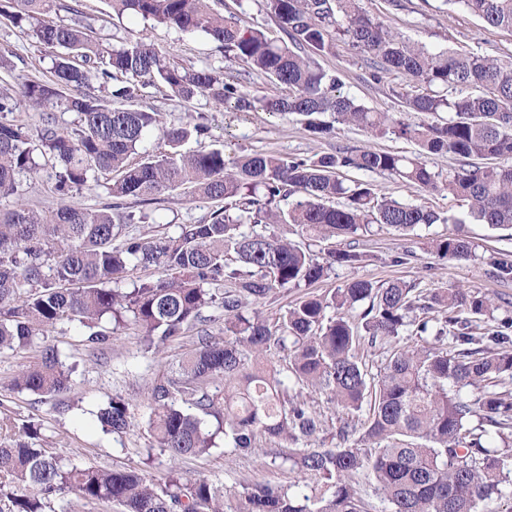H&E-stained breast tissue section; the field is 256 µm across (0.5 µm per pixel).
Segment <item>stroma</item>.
<instances>
[{
  "label": "stroma",
  "mask_w": 512,
  "mask_h": 512,
  "mask_svg": "<svg viewBox=\"0 0 512 512\" xmlns=\"http://www.w3.org/2000/svg\"><path fill=\"white\" fill-rule=\"evenodd\" d=\"M362 10L373 19L400 31L412 43L440 51L461 48L503 62H512V32L484 25L448 0H360ZM81 20L93 38L109 49L119 48L127 35H142L166 51L170 58L188 68H228L241 88L254 97L272 94L266 76L246 66L227 62L224 51L204 33H184L176 28L130 16L123 22L112 20V11L105 0H80ZM0 52L7 60L0 68V89L17 94L21 79H49L52 76L54 50L39 43L33 28H19L0 17ZM318 67L339 77L342 93L375 112H393L410 123L421 122V115L405 111L391 93L392 86L403 84L399 75L383 82L370 79L363 56L348 42H339L334 54L318 57ZM143 108H155L166 125L180 126L189 121L203 122L207 134L191 137L182 145L183 152L196 153L223 148L225 155L262 152L298 159H310L336 148L373 149L412 154L415 141L403 137L372 138L353 126H336L329 136L312 135L299 117L273 115L262 109L232 112L205 99L190 102L172 97L161 89L144 88L137 101ZM355 180L375 184L378 193L459 217L467 211L464 201L447 194L427 195L408 187L402 181L375 173L353 170ZM18 190L0 196V209L25 204L39 213H48L62 204L99 208L108 201L105 175L68 195L55 189V170L51 162H42L38 173L17 175ZM217 201L191 198L176 190L162 195L160 202L144 205L129 202L133 219L126 235L172 233L178 225L209 220L220 209ZM461 232L477 246L475 259L463 262L439 259L432 247V238ZM354 247L364 259L356 268H336L329 276L311 286L310 290L291 289L271 294L262 304L265 317L277 319L289 305L310 292L329 295L344 287L353 277L377 283L396 279L419 283L424 288H475L493 298L497 304L495 318L512 316V279L505 281L493 275L487 263L490 253L512 251V232L494 230L484 224L461 226L436 224L418 236H400L397 232L372 227L357 236ZM108 341L103 356L90 355L84 339L87 333L78 323H63L46 329L36 337L23 354L9 350L0 352V402L16 412L20 419H34L41 425V434L49 446L74 465L94 461L109 468L129 465L162 478L176 470L185 477H209L222 486L225 493L242 491L245 486L267 484L288 488L300 477L288 462L286 449L268 440H261L255 452L241 455L226 448L223 437H216L209 455L200 459L171 458L154 448L150 433L151 389L163 375L177 368L181 357L194 344L192 337L172 343L162 351H145L141 333L133 323L108 324ZM55 343L66 365L72 366L71 387L60 396L17 393L11 388L13 377L25 366L35 363L45 343ZM128 399L133 413L132 426L124 434H106L95 423L93 414L110 397Z\"/></svg>",
  "instance_id": "stroma-1"
}]
</instances>
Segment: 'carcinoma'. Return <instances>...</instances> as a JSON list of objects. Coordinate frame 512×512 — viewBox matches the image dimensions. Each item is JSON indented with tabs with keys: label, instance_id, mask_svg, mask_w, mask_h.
Segmentation results:
<instances>
[{
	"label": "carcinoma",
	"instance_id": "1",
	"mask_svg": "<svg viewBox=\"0 0 512 512\" xmlns=\"http://www.w3.org/2000/svg\"><path fill=\"white\" fill-rule=\"evenodd\" d=\"M55 0H3L0 16L16 26L38 22L47 48H62L49 80L26 79L14 97L0 93V112L24 103L47 113L61 104L82 124L59 131L41 117L38 144L25 127L0 123V195L16 192L15 176L37 169L34 153L58 168L56 191L66 195L107 172L111 202L98 209L63 204L43 215L22 204L0 209V350H27L33 337L65 322L88 330L86 347L106 343L103 317L131 318L146 350L159 352L206 321L203 311L222 309L224 337L196 332L195 348L180 373L153 388L150 430L173 458L209 454L218 432L234 451L250 453L261 439L292 449L288 460L316 480L296 491L255 484L232 504L224 488L205 477L169 474L157 480L135 468L77 467L41 443L38 426L0 417V512H55L68 495L82 507L112 503L119 512H512V318L476 333L494 310L476 289H423L396 280L376 284L355 277L329 297L304 296L271 324L256 309L271 293L309 288L337 267L356 268L362 255L346 245L372 224L403 236L435 224H486L512 228V65L463 49L431 52L373 19L359 0H264L281 36L223 14L209 0H108L112 13L140 16L182 32H202L224 48V57L266 75L277 89L260 99L216 69H191L140 36L118 49L103 48L87 29L44 19ZM485 25L512 30V0H449ZM348 40L369 61L372 80L399 73L411 89L393 91L420 114L447 113L434 123L409 124L374 112L340 91L338 78L316 67L312 55L331 54ZM112 96L133 102L137 81L183 100L203 98L235 112L256 107L294 114L324 137L334 124L354 126L373 138L399 135L417 142L405 155L338 149L311 159L252 152L227 158L221 149L185 154L201 123L168 127L155 109L110 108L84 90L87 69ZM329 112L332 121L318 119ZM156 131L167 149L139 156ZM457 157L443 173L430 165L440 154ZM473 158H489L485 166ZM344 170L396 177L417 190L447 193L468 203L456 218L427 206L380 195L367 181L340 179ZM182 190L224 209L174 234L114 240L125 230L127 200L157 203ZM292 224L300 236L335 241L317 259L300 245L268 231ZM442 259L467 261L475 246L460 232L432 240ZM496 276L512 279V252L490 258ZM157 277L130 291L119 287L133 269ZM439 308L431 321L413 317ZM358 309V322L348 313ZM434 338L416 348L400 345L407 327ZM452 337L454 349L436 346ZM387 349L383 372L368 376L361 344ZM289 352L293 384L325 393L345 419L336 447L310 448L319 419L305 402L288 396L282 371L264 364L271 345ZM18 392L58 395L70 387V370L48 345L40 359L18 372ZM103 431L122 434L132 425L130 403L112 397L95 414ZM216 421L207 428L205 418ZM505 501L501 511L495 504Z\"/></svg>",
	"mask_w": 512,
	"mask_h": 512
}]
</instances>
